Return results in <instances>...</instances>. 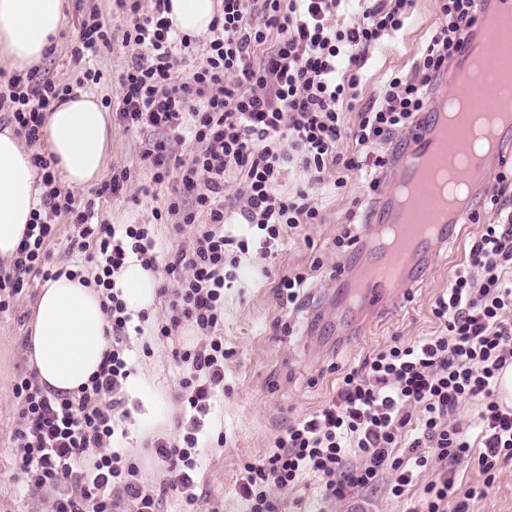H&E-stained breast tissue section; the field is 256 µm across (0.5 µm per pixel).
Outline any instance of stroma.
<instances>
[{
    "mask_svg": "<svg viewBox=\"0 0 512 512\" xmlns=\"http://www.w3.org/2000/svg\"><path fill=\"white\" fill-rule=\"evenodd\" d=\"M104 19L112 26V46L97 56L76 61L70 54L71 41L88 11L67 0L66 19L52 54L40 59L41 75L67 83H81L84 92L94 94L101 103L120 96L119 77L136 48L125 45L122 36L127 18L113 0H95ZM437 0H415L406 27L387 39L366 68L361 98L377 97L386 76L408 70L421 45L441 23ZM100 72L99 83L83 82L85 69ZM141 137L112 129V150L106 167L129 168L133 182L125 198H101L98 218L111 224H150L155 209L164 207L166 188L155 186L151 175L137 165ZM365 191L362 177L352 174L345 189L331 195L312 190L325 220L308 226L301 234L286 239L277 258H263L250 251L241 263V279L224 291L225 347L235 355L224 370L226 392L218 398L207 431L198 450L197 498L186 504L180 496L163 498L159 512H244L236 484L242 460H258L273 438L288 425L318 410L328 399L339 374L361 364L365 358L393 339L411 343L434 334L437 325L429 308L434 298L447 288L453 272L464 259L465 248L478 227L468 224L457 229L454 238L432 258L429 275L412 288L407 300L386 314L363 322L348 336L336 335L331 318L344 315L336 300L332 279L316 281L313 292L322 298L319 320L310 313L289 314L278 298L274 278L288 268L309 267L320 260L325 269L339 264H356L351 252H341L335 240L346 223L353 200ZM44 282H29L17 296L10 312L0 314V512H50L53 493L28 486L14 464L11 434L17 420V403L12 393L15 379L29 373L25 352L28 324ZM167 314L161 299L148 309L146 333L129 340L133 372L127 382L130 415L124 452L136 463L143 481L151 486L165 482L168 465L153 448L159 438L172 439L179 433L184 405L178 397V366L172 356L175 341L158 335L156 322ZM294 319L293 334L275 332L277 321ZM224 445H217V437ZM477 466L459 467L456 481L462 488L484 486ZM481 498L472 500L470 512H512V460L502 463L491 486H484ZM416 495L394 498L379 487L368 492L352 491L331 507L332 512H410Z\"/></svg>",
    "mask_w": 512,
    "mask_h": 512,
    "instance_id": "stroma-1",
    "label": "stroma"
}]
</instances>
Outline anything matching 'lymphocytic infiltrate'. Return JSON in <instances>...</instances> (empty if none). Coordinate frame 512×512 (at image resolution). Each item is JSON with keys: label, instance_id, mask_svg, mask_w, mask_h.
I'll use <instances>...</instances> for the list:
<instances>
[{"label": "lymphocytic infiltrate", "instance_id": "obj_1", "mask_svg": "<svg viewBox=\"0 0 512 512\" xmlns=\"http://www.w3.org/2000/svg\"><path fill=\"white\" fill-rule=\"evenodd\" d=\"M352 2L223 0L202 63L181 74L178 55L189 43L164 17L165 0H154L148 12L140 0H117L129 9L124 40L138 54L119 78L115 119L123 131L151 133L139 163L154 183L172 185L165 211L155 212L150 224L95 219L96 199L125 196L129 169L113 171L86 196L62 186L51 159L39 153L44 112L70 97V84L37 78L32 70L0 84V112L33 149L43 188L12 273L0 279V313L30 279L59 278L46 263L64 217L74 245L98 268L92 284L112 329L98 373L76 394L48 393L26 374L12 387L19 410L11 440L19 466L29 485L56 490L52 512H112L116 491L136 512H156L170 492L194 502L199 435L224 389L229 356L220 334L224 290L236 282L242 255L254 245L263 256L277 257L290 233L322 223L308 188L324 184L327 173H334L337 189L358 173L376 195L399 158V135L428 112L477 12V0H439L444 22L413 68L392 73L378 97L363 104L359 87L368 60L383 38L405 27L414 0H371L356 15ZM346 14L351 23L337 26V16ZM351 111L357 117L352 125L346 122ZM347 139L354 149H343ZM186 143L193 146L187 156L173 153V146ZM293 169L305 182L288 190L285 176ZM230 177L243 181L244 190L226 195ZM511 201L512 176L499 173L489 198L494 222L470 241L430 307L438 334L386 346L344 371L320 409L277 435L261 459L242 463L237 485L247 512H281L283 496L299 486H315L329 503L388 478L400 497L422 467L435 478L419 494V512H469L478 491L459 489L458 466H477L490 484L500 464L512 459V406L497 397L500 374L512 365ZM159 223L190 228L189 245L159 255ZM132 258L164 271L171 282L159 290L167 302L161 335L188 323L202 338L174 353L190 417L177 439L155 444L171 473L156 487L113 447L129 416L127 340L143 334L146 319L117 286ZM322 268L316 260L308 270L279 277L275 288L289 309L309 306ZM465 400L480 403L470 426L452 420ZM90 448L99 454L85 470L79 460Z\"/></svg>", "mask_w": 512, "mask_h": 512}]
</instances>
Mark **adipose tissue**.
<instances>
[{"label":"adipose tissue","instance_id":"obj_1","mask_svg":"<svg viewBox=\"0 0 512 512\" xmlns=\"http://www.w3.org/2000/svg\"><path fill=\"white\" fill-rule=\"evenodd\" d=\"M169 19L182 35L207 33L217 15V0H169ZM66 0H0V50L12 65L38 62L57 43ZM43 150L55 157L54 171L68 186L90 187L106 170L112 125L100 100L85 92L46 112ZM31 154L12 128L0 130V260L12 259L42 192ZM118 285L137 307H149L158 282L152 271L130 261ZM27 359L46 391L69 395L99 369L110 325L102 296L81 278L47 282L29 324Z\"/></svg>","mask_w":512,"mask_h":512}]
</instances>
